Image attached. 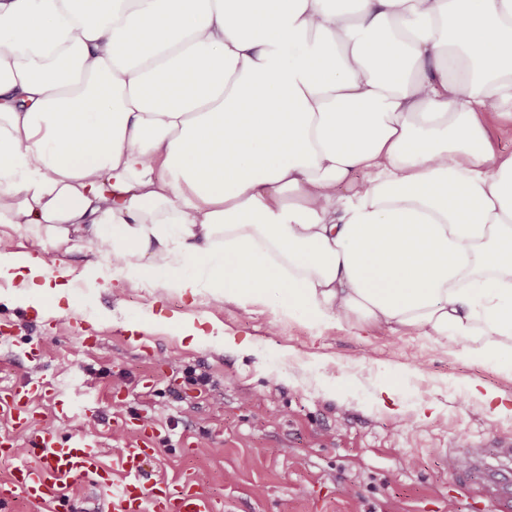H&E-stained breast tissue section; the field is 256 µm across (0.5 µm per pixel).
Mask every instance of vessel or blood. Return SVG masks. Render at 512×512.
Returning <instances> with one entry per match:
<instances>
[{
    "label": "vessel or blood",
    "mask_w": 512,
    "mask_h": 512,
    "mask_svg": "<svg viewBox=\"0 0 512 512\" xmlns=\"http://www.w3.org/2000/svg\"><path fill=\"white\" fill-rule=\"evenodd\" d=\"M44 390L42 383L25 379L0 391V419L10 427L0 433V458L11 463L9 472L0 477V512H10L20 496L42 512H75L61 491L64 477L88 479L110 493L112 512H215V504L189 478L171 482L145 478V466L159 444L158 429L139 431L113 462H105L97 439L77 432L63 437L40 426L32 405ZM20 435L25 438L21 445L16 442ZM22 445L38 454L40 463L22 458L18 451ZM487 483L499 491V512H512V495L503 491L512 483V473L490 470Z\"/></svg>",
    "instance_id": "1"
}]
</instances>
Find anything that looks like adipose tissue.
<instances>
[{
  "label": "adipose tissue",
  "mask_w": 512,
  "mask_h": 512,
  "mask_svg": "<svg viewBox=\"0 0 512 512\" xmlns=\"http://www.w3.org/2000/svg\"><path fill=\"white\" fill-rule=\"evenodd\" d=\"M507 107L512 0H0V223L33 231L0 279L60 302L47 244L86 231L113 279L512 373ZM487 138L495 154L512 152V118L499 113H484L480 116Z\"/></svg>",
  "instance_id": "1"
}]
</instances>
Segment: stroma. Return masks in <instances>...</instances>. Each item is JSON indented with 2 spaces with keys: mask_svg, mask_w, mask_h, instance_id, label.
I'll return each mask as SVG.
<instances>
[{
  "mask_svg": "<svg viewBox=\"0 0 512 512\" xmlns=\"http://www.w3.org/2000/svg\"><path fill=\"white\" fill-rule=\"evenodd\" d=\"M68 299L44 312L13 306L0 286V387L29 378L50 390L42 423L122 448L114 415L161 430L149 478L191 475L222 512H496L483 471L468 490L448 466L451 444L494 446L512 416L469 397L483 383L512 407V373L478 364L415 332L315 324L274 296L248 304L181 296L162 282L113 281L87 236L56 249ZM193 318L238 346H194L170 328ZM398 380L394 402L380 390ZM68 402L60 416L55 399Z\"/></svg>",
  "mask_w": 512,
  "mask_h": 512,
  "instance_id": "obj_1",
  "label": "stroma"
}]
</instances>
